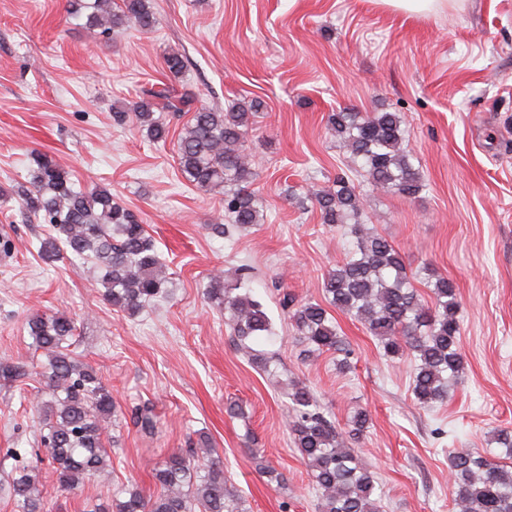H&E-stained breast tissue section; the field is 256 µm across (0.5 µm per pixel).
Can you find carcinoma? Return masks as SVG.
<instances>
[{"mask_svg": "<svg viewBox=\"0 0 512 512\" xmlns=\"http://www.w3.org/2000/svg\"><path fill=\"white\" fill-rule=\"evenodd\" d=\"M71 13L86 14V24L106 39L132 23L150 29L155 23L151 0H69ZM175 78L185 68L183 56H164ZM261 103H238L224 112L195 107L190 92L175 93L164 85L151 87L126 109L115 112L120 123L131 118L160 142L167 139L170 123L189 120L178 141L179 168L193 185L206 190L224 189V211L233 224L247 227L260 221V198L252 184L254 168L244 141L250 119ZM339 146L353 163L365 170L371 184L387 193L417 197L425 188L412 156L403 148L402 117L397 112H334L328 117ZM28 185L17 195L24 211L51 225L40 243L42 259L54 262L69 254L94 261L101 271L103 298L113 309L130 316L163 293L169 273L144 225L115 200L106 187L81 188L71 173L52 156H32ZM321 223L345 224L360 216L362 201L355 185L343 176L312 193ZM352 233L357 256L327 271L322 283L324 302L289 296L284 307L304 344L306 357L333 351L347 366L350 350L338 333L333 307L361 322L379 342L383 356L393 361L411 355L416 361L411 393L421 408L448 400V382L458 381L465 369L461 351L459 302L452 280L435 274L430 265V300L420 297L407 275L400 251L383 235L370 234L359 223ZM252 270L241 267L235 279L209 277L205 298L224 310L236 345L263 372L272 374L275 355L256 349L278 337L263 304L249 289ZM29 334L46 359L45 387L49 400L43 406L40 444L49 452L61 487L72 488L90 477L108 473L111 441L109 425L115 410L112 392L90 366L75 361L67 342L76 330L72 317L36 313L27 320ZM31 375L24 363L0 365V376L17 380ZM132 422L141 431L156 428L152 409H135ZM370 416L356 410L348 427L340 429L327 416L316 395L294 382L288 392L287 425L294 445L308 467L320 512H379L374 473L360 463L351 444L369 427ZM495 442L501 455L478 449L455 450L448 455L450 493L457 512H512V430L499 429ZM158 492L147 495L136 485L117 491L112 512H247L242 496L227 484L224 463L202 439L188 453L173 452L154 469ZM8 492L20 512H45V492L36 478L20 468Z\"/></svg>", "mask_w": 512, "mask_h": 512, "instance_id": "1", "label": "carcinoma"}]
</instances>
